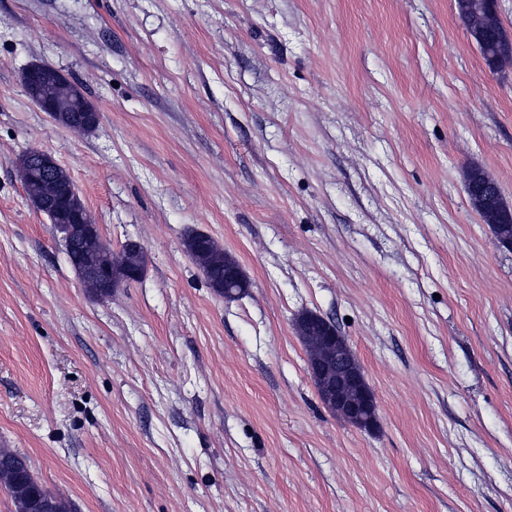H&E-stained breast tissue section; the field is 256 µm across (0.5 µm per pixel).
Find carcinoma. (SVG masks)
Wrapping results in <instances>:
<instances>
[{"mask_svg": "<svg viewBox=\"0 0 512 512\" xmlns=\"http://www.w3.org/2000/svg\"><path fill=\"white\" fill-rule=\"evenodd\" d=\"M19 168L28 195L49 197L51 184L42 179L38 169L29 165L23 157L19 159ZM491 230L498 243L511 248L512 211L504 213L500 223L492 225ZM184 245L203 270L211 287L224 284V264H233L235 260L224 255L223 248L202 233L187 235ZM65 247L74 268L86 256L93 254L106 259L119 270L142 272L145 269L144 251L139 248L127 247L114 253L100 238L85 245L77 236L65 242ZM296 325L308 357L318 354L321 350L319 337L327 331L325 319L310 313L300 316ZM0 485L7 490L14 512H76L69 500L51 493L35 478L25 456L10 449L0 448Z\"/></svg>", "mask_w": 512, "mask_h": 512, "instance_id": "carcinoma-1", "label": "carcinoma"}]
</instances>
